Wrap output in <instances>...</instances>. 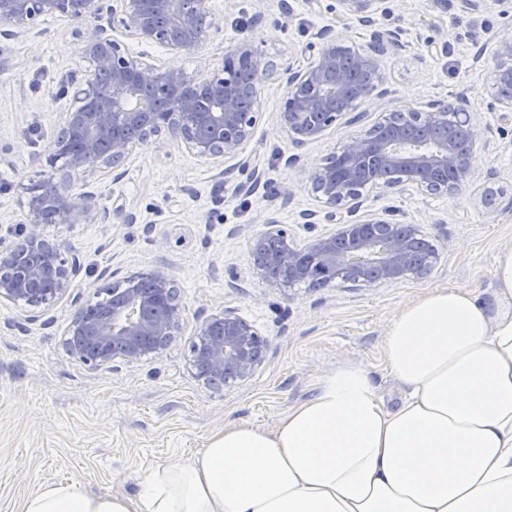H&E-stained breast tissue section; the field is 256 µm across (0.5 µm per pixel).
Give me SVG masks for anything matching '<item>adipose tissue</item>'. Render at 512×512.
<instances>
[{"label": "adipose tissue", "mask_w": 512, "mask_h": 512, "mask_svg": "<svg viewBox=\"0 0 512 512\" xmlns=\"http://www.w3.org/2000/svg\"><path fill=\"white\" fill-rule=\"evenodd\" d=\"M494 304L450 286L393 319L384 366L336 367L273 430L229 424L132 495L50 483L17 512H512V246Z\"/></svg>", "instance_id": "ef3b65f1"}]
</instances>
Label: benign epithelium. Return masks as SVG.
Returning a JSON list of instances; mask_svg holds the SVG:
<instances>
[{
  "label": "benign epithelium",
  "mask_w": 512,
  "mask_h": 512,
  "mask_svg": "<svg viewBox=\"0 0 512 512\" xmlns=\"http://www.w3.org/2000/svg\"><path fill=\"white\" fill-rule=\"evenodd\" d=\"M178 0H0V24L10 35L29 31L43 14L58 15L72 24L88 17L108 14V28L87 37L79 54L94 63L84 86L75 94L74 110L64 113V136L55 140L51 158L65 160L67 172L56 181L49 178L41 189H25L21 207L31 225L19 242L0 237V302L22 305L29 313L46 309L71 292L80 270L78 258L64 257L61 247L50 242L41 221L50 211L58 224H86L93 219V197L77 192V181L87 182L103 168H117L134 147L166 131L195 157L209 163L238 160L242 146L256 126L258 113L244 106L238 86L224 74L195 80L180 69L151 64L129 54L115 32L140 43H157L172 53L198 46L213 30L215 19L198 25L197 14L207 11L206 0L180 10ZM342 12L371 23L381 0H338ZM405 30L396 27L375 32L368 49L351 43L342 31L327 28L309 43L310 61L299 69L284 71L286 95L279 112L281 127L293 144L305 145L330 128L354 120L356 105L389 94L378 67V56L389 45H401ZM240 64L262 79L269 65L251 43H238L224 65ZM153 88L173 95L164 108L145 105L128 107L132 99ZM492 103L512 112V66L495 70L489 87ZM458 112L448 103L434 99L424 109L409 106L385 114L390 126L384 140L371 133L350 138L340 158L316 167L300 164L303 177L324 207L323 219L336 223V208L345 209L347 220L338 229L306 244L296 242L285 224L268 219L265 239L277 243L279 261L287 274L274 281L289 288L307 279L313 267L332 274L327 286L347 283H398L418 279L433 268L438 251L422 261L414 259V245L420 238L415 224H398L363 211L362 188L371 185L404 194L414 190L451 195L461 186L480 179L475 160L478 127L473 121L469 96H456ZM465 121L472 141L465 148L444 134L425 145L411 143L410 127L447 128L448 119ZM145 279L151 289L127 277L113 283L108 291L116 296L112 309L89 315L80 306L65 332L69 354L80 362L99 367L120 360L133 365L146 357L166 351L180 335L186 308L179 301L175 281L164 267L152 269ZM268 340L231 308H223L197 326L191 361L217 382L213 389L226 387L251 376L265 361Z\"/></svg>",
  "instance_id": "obj_1"
}]
</instances>
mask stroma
Here are the masks:
<instances>
[{"mask_svg": "<svg viewBox=\"0 0 512 512\" xmlns=\"http://www.w3.org/2000/svg\"><path fill=\"white\" fill-rule=\"evenodd\" d=\"M207 7L220 28L194 49L173 54L132 40L126 46L132 55L200 80L221 70L225 53L249 40L270 64L259 87L261 119L242 150L262 180L252 193H241L249 170L229 162L224 178H217L215 169L163 132L136 147L118 171L90 179L87 189L99 216L109 213L108 222L98 217L47 227L48 238L80 260L75 291L82 302L112 281L164 267L187 320L167 351L134 365L94 369L64 345L76 311L71 298L35 318L0 303V512H16L23 497L46 483L134 493L145 472L192 458L224 424L273 429L291 407L315 394L325 374L345 363L369 369L387 404H396L401 392L384 370L382 345L400 309L448 286L471 288L488 302L494 298L498 253L512 245V121L486 107L498 60L484 43L512 37V11L494 0H480L471 10L460 0H382L375 28L410 29L407 46L380 59L391 97L361 103L360 122L298 147L278 124L286 93L281 69L306 64L307 45L323 28L345 30L361 47L371 29L342 16L338 0L316 6L309 0H209ZM96 26L92 18L78 27L44 15L26 35L9 37L0 25V236L6 240H18L28 223L19 205L24 187L59 174L48 162L47 145L93 69L78 47ZM462 91L490 142L477 151L481 182L452 196L378 188L366 193L367 209L418 225L437 247L440 260L428 274L397 284L299 283L285 290L257 277L250 243L265 220L288 225L301 244L332 229L289 156L321 164L382 113L449 101ZM285 186L291 196H282ZM487 187L498 192L491 217L479 204ZM307 210L316 212L314 223L304 222ZM223 308L255 326L268 347L251 377L214 391L196 376L190 346L196 325Z\"/></svg>", "mask_w": 512, "mask_h": 512, "instance_id": "35a3bbf8", "label": "stroma"}]
</instances>
